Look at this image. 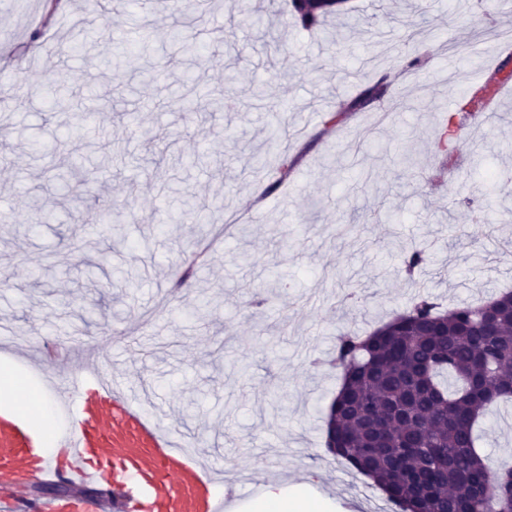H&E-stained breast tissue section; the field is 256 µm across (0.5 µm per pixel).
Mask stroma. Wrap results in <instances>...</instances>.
<instances>
[{
  "label": "stroma",
  "mask_w": 512,
  "mask_h": 512,
  "mask_svg": "<svg viewBox=\"0 0 512 512\" xmlns=\"http://www.w3.org/2000/svg\"><path fill=\"white\" fill-rule=\"evenodd\" d=\"M46 2L53 21L43 27L22 18L19 0H0V110L10 112L0 122V346L22 373L44 356L71 374L97 368L125 380L145 408L162 410L175 438L200 445L239 510L257 485L307 480L336 512H371L375 486L324 447L340 374L310 362L341 333L372 331L417 294L452 308L512 289V258L499 253L512 244V96L500 97L492 123L465 119L473 139L455 144L459 195L450 196L434 155L439 107L472 77L512 75V55L498 54L512 0H348L354 30L335 21L326 34L282 27L271 47L238 28L229 0L184 16L167 0H108L111 30L149 16L199 31L185 62L237 105L205 124L167 98V76L140 79L163 54L161 38L129 44L114 69L97 12L84 0ZM64 13L84 15L89 55H70ZM415 46L427 59L400 76V57ZM385 75L396 77L404 107L386 96L349 111ZM39 82L66 86L70 116L49 111ZM92 107L97 130L125 143L121 173L95 171L87 144L96 130L78 123ZM338 111L344 122L325 126ZM53 139L65 142L63 153H46ZM408 144L417 163L405 168ZM194 152L209 165L187 166ZM283 152L294 169L266 192L265 173ZM252 153L263 170L247 167ZM60 162L96 173L89 191H57L44 170ZM162 183L170 194L157 195ZM183 191L223 203L226 217L252 198L262 213L219 236L190 222L158 231L159 213L178 211ZM115 204L128 205L133 220L99 232L85 225ZM36 205L55 222L31 223ZM412 247L430 259L410 277L402 255ZM486 427L483 455L512 465V403L494 408Z\"/></svg>",
  "instance_id": "35a3bbf8"
}]
</instances>
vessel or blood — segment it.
Masks as SVG:
<instances>
[{
    "label": "vessel or blood",
    "mask_w": 512,
    "mask_h": 512,
    "mask_svg": "<svg viewBox=\"0 0 512 512\" xmlns=\"http://www.w3.org/2000/svg\"><path fill=\"white\" fill-rule=\"evenodd\" d=\"M39 378L62 421L63 452L30 446L23 423L0 413V480L13 484L0 497V512H99V502L80 496L29 500L14 480L22 471L110 486L120 512H229L213 472L122 381L93 370L72 380L50 371Z\"/></svg>",
    "instance_id": "1"
}]
</instances>
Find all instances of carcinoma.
<instances>
[{"label": "carcinoma", "instance_id": "1", "mask_svg": "<svg viewBox=\"0 0 512 512\" xmlns=\"http://www.w3.org/2000/svg\"><path fill=\"white\" fill-rule=\"evenodd\" d=\"M347 0H328L312 13L289 3V25L302 30L321 27L342 13ZM243 18L264 11L263 0H234ZM195 38L189 30H169L165 54L143 75L152 76L179 57ZM386 92L383 80L362 90L351 109L365 107ZM492 84L462 97L458 111L469 113L492 95ZM188 118L207 121L234 104L185 75L174 91ZM447 119L437 140L442 163L455 166L453 136ZM294 161L283 154L266 192L290 174ZM50 180L67 190L88 184L74 166L56 167ZM124 207L95 212L94 224H114ZM171 222L209 224L194 201ZM427 261L426 251L411 248L403 264L414 271ZM494 313L480 318L484 305L465 304L448 311L422 295L404 312L367 336L344 332L337 337L334 363L341 369L340 388L329 405L325 447L341 464L372 480L396 512H505L512 509L508 482L512 469L494 468L476 447V427L488 408L512 401V292L492 301ZM345 444L332 447L333 441Z\"/></svg>", "mask_w": 512, "mask_h": 512}]
</instances>
